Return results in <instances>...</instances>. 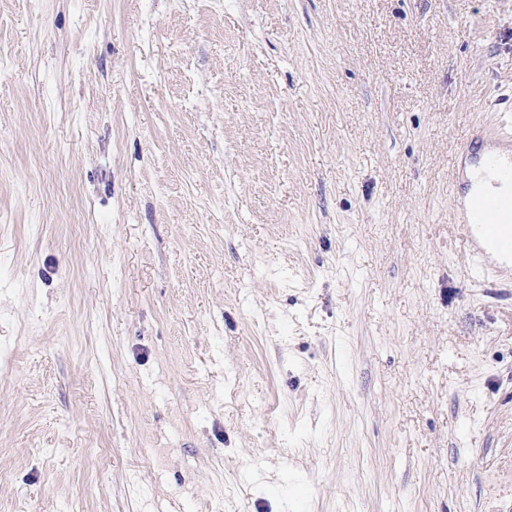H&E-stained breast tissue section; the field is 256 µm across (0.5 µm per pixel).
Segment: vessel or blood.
Returning a JSON list of instances; mask_svg holds the SVG:
<instances>
[{"instance_id": "b4317fda", "label": "vessel or blood", "mask_w": 512, "mask_h": 512, "mask_svg": "<svg viewBox=\"0 0 512 512\" xmlns=\"http://www.w3.org/2000/svg\"><path fill=\"white\" fill-rule=\"evenodd\" d=\"M474 189L457 220L483 274L512 277V124L470 144Z\"/></svg>"}]
</instances>
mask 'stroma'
Masks as SVG:
<instances>
[{"mask_svg": "<svg viewBox=\"0 0 512 512\" xmlns=\"http://www.w3.org/2000/svg\"><path fill=\"white\" fill-rule=\"evenodd\" d=\"M504 115L512 0H0V512H512ZM476 188L458 207L468 250L483 276L512 277V125L470 143Z\"/></svg>", "mask_w": 512, "mask_h": 512, "instance_id": "35a3bbf8", "label": "stroma"}]
</instances>
